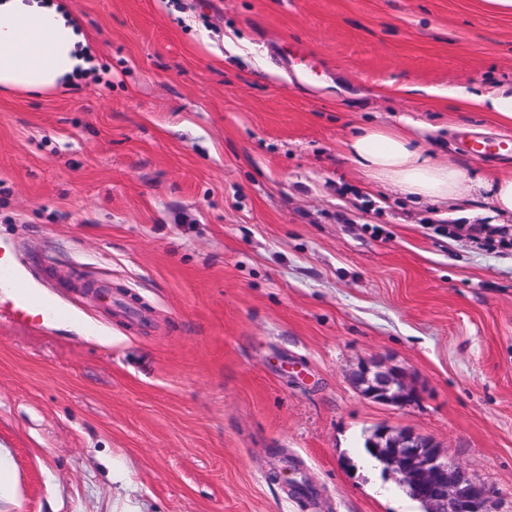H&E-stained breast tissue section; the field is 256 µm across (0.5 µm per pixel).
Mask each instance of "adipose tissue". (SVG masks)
<instances>
[{
    "label": "adipose tissue",
    "instance_id": "ef3b65f1",
    "mask_svg": "<svg viewBox=\"0 0 512 512\" xmlns=\"http://www.w3.org/2000/svg\"><path fill=\"white\" fill-rule=\"evenodd\" d=\"M92 65L88 43L61 0H0V88L39 94L65 88ZM466 108L495 113L512 124V91L447 92ZM350 160L374 184H388L413 201L453 202L483 195L496 215H512V175L466 178L452 163L435 161L418 140L390 127L362 129L346 144Z\"/></svg>",
    "mask_w": 512,
    "mask_h": 512
}]
</instances>
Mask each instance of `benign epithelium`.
<instances>
[{
    "label": "benign epithelium",
    "instance_id": "benign-epithelium-1",
    "mask_svg": "<svg viewBox=\"0 0 512 512\" xmlns=\"http://www.w3.org/2000/svg\"><path fill=\"white\" fill-rule=\"evenodd\" d=\"M355 382L366 397L379 404L409 405L417 399V392L400 373L377 363L361 365ZM371 445L427 512H497L495 491L465 476L433 439L383 428Z\"/></svg>",
    "mask_w": 512,
    "mask_h": 512
}]
</instances>
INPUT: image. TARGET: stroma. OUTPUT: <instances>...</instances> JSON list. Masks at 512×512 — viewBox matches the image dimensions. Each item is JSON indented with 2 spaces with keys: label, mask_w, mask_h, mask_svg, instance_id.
I'll list each match as a JSON object with an SVG mask.
<instances>
[{
  "label": "stroma",
  "mask_w": 512,
  "mask_h": 512,
  "mask_svg": "<svg viewBox=\"0 0 512 512\" xmlns=\"http://www.w3.org/2000/svg\"><path fill=\"white\" fill-rule=\"evenodd\" d=\"M66 3L93 67L0 92V256L66 311L19 325L0 289V512H425L365 452L382 427L433 438L512 512V250L483 244L491 205L411 202L342 151L411 120L435 160L511 174L466 144L512 125L441 92L512 87V12ZM373 361L417 401L362 396Z\"/></svg>",
  "instance_id": "35a3bbf8"
}]
</instances>
